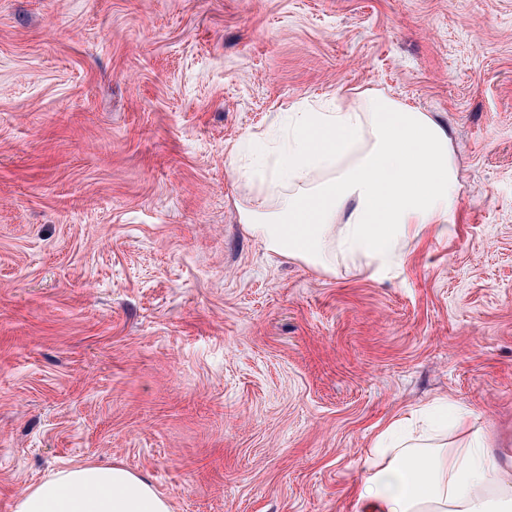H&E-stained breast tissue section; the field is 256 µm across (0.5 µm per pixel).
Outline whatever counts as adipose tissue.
Returning a JSON list of instances; mask_svg holds the SVG:
<instances>
[{
	"label": "adipose tissue",
	"mask_w": 512,
	"mask_h": 512,
	"mask_svg": "<svg viewBox=\"0 0 512 512\" xmlns=\"http://www.w3.org/2000/svg\"><path fill=\"white\" fill-rule=\"evenodd\" d=\"M278 138L259 166L232 152L249 188L245 232L269 252L329 273H380L406 248L446 236L458 221L459 175L448 126L377 91L292 105L270 123ZM491 435L458 403L400 412L362 460L353 512H512V475ZM13 512H171L150 480L121 465L51 471L25 488Z\"/></svg>",
	"instance_id": "ef3b65f1"
}]
</instances>
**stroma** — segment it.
<instances>
[{"label": "stroma", "instance_id": "stroma-1", "mask_svg": "<svg viewBox=\"0 0 512 512\" xmlns=\"http://www.w3.org/2000/svg\"><path fill=\"white\" fill-rule=\"evenodd\" d=\"M366 90L448 124L458 224L379 276L269 253L234 145ZM438 400L512 461V0H0V512L93 461L173 512H353Z\"/></svg>", "mask_w": 512, "mask_h": 512}]
</instances>
